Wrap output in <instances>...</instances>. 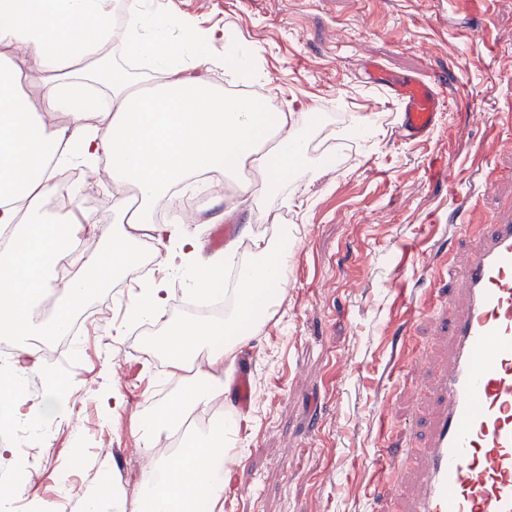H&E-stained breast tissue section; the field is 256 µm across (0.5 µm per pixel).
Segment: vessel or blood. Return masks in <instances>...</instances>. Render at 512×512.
Segmentation results:
<instances>
[{"instance_id":"obj_1","label":"vessel or blood","mask_w":512,"mask_h":512,"mask_svg":"<svg viewBox=\"0 0 512 512\" xmlns=\"http://www.w3.org/2000/svg\"><path fill=\"white\" fill-rule=\"evenodd\" d=\"M366 79L397 107L411 140L429 138L447 99L437 83L387 72L372 63ZM466 249L444 272L428 266L439 301L426 317L442 363L417 355L414 378L425 382L432 407L423 436L380 449L375 494L389 495L394 512H512V219L492 215L481 227L460 224ZM253 375L238 370L226 393L248 411Z\"/></svg>"}]
</instances>
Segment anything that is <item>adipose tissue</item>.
Listing matches in <instances>:
<instances>
[{
    "instance_id": "1",
    "label": "adipose tissue",
    "mask_w": 512,
    "mask_h": 512,
    "mask_svg": "<svg viewBox=\"0 0 512 512\" xmlns=\"http://www.w3.org/2000/svg\"><path fill=\"white\" fill-rule=\"evenodd\" d=\"M175 27L181 35L174 39ZM114 36L112 0H0V228L12 230L11 246L0 250V335H63L73 310L124 277L138 259L142 233L153 232L155 256L166 275L139 285L126 316L160 320L154 347L164 354L169 377L187 371L191 380L138 417L142 450L155 460L135 495L99 483L83 491L78 509L224 512L227 463L246 423L223 414L193 430L189 418L223 402L240 345L281 302L289 245L301 230L280 224L266 236L243 223L252 256L231 291V309L218 318L171 321L165 317L170 278L184 280L196 301L206 303L226 291L224 273L200 257L190 230H182L177 246L169 247L170 230L155 222L152 210L174 183L200 171H252L240 190L257 203L290 177L318 181L326 161L308 150L302 133L309 124L306 113L267 112L257 99L215 89L204 54L208 35L190 19L144 11L129 0L125 51L154 63L153 87L146 94L113 66ZM31 81L41 89L36 106L23 89ZM102 158L110 163L115 190L134 187V203L117 199L108 225L45 219V200L60 175L71 165ZM88 231L101 243L90 254L77 249ZM57 281L63 292L55 315L38 322L35 310ZM44 376L41 398L31 397L19 382L7 393L37 428L68 409L69 378L51 370Z\"/></svg>"
}]
</instances>
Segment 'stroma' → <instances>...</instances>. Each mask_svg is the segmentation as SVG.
<instances>
[{
  "label": "stroma",
  "instance_id": "obj_1",
  "mask_svg": "<svg viewBox=\"0 0 512 512\" xmlns=\"http://www.w3.org/2000/svg\"><path fill=\"white\" fill-rule=\"evenodd\" d=\"M156 8L211 32L210 77L224 93L253 89L224 74L235 44L255 56L258 87L274 90L279 107L296 99L321 119L371 118L320 180L263 200L262 211L302 234L277 313L238 356L255 375L254 398L224 512H391L365 489L384 442L380 412L402 426L426 404L408 367L430 331L423 316L408 319L407 302L428 286L423 268L460 246L455 225L512 215V0H156ZM368 60L447 84L449 106L428 140L399 136L394 104L364 80ZM211 204L208 194L190 199L185 225L201 256L220 260ZM138 282L131 274L107 288L105 321L31 373L33 396L45 389L41 367L74 379L72 412L40 450L39 490L54 487L78 448L90 459L81 486L105 474L135 488L136 418L159 392L154 366L164 359L124 322ZM115 390L126 404L104 416L101 400ZM102 454L105 472L95 463Z\"/></svg>",
  "mask_w": 512,
  "mask_h": 512
}]
</instances>
